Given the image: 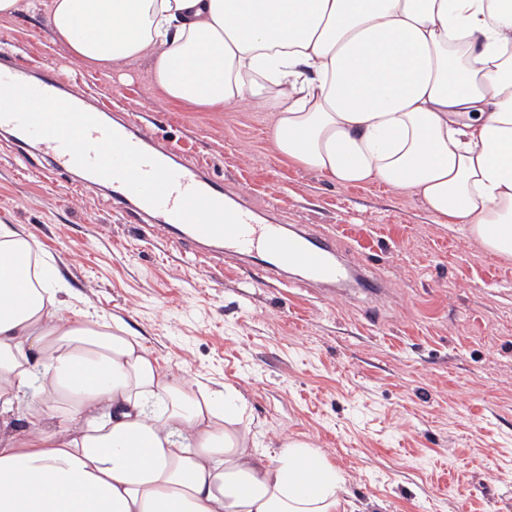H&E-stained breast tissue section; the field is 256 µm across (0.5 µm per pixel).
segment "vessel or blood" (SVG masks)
Wrapping results in <instances>:
<instances>
[{
    "label": "vessel or blood",
    "mask_w": 512,
    "mask_h": 512,
    "mask_svg": "<svg viewBox=\"0 0 512 512\" xmlns=\"http://www.w3.org/2000/svg\"><path fill=\"white\" fill-rule=\"evenodd\" d=\"M61 68L50 64L38 81L23 79L8 55L0 56V128L39 142L57 170L81 169L91 188L108 186L137 198L138 216L160 214V231L189 227L184 243L267 262L271 271L304 269L329 283L343 281L344 268L326 252L289 238L281 225L256 223L250 207H227L224 191L199 166L168 162L165 153L148 150L137 131L138 116L99 122L80 108L78 98L61 100Z\"/></svg>",
    "instance_id": "1"
}]
</instances>
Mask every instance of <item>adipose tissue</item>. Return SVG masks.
<instances>
[{"label":"adipose tissue","mask_w":512,"mask_h":512,"mask_svg":"<svg viewBox=\"0 0 512 512\" xmlns=\"http://www.w3.org/2000/svg\"><path fill=\"white\" fill-rule=\"evenodd\" d=\"M45 9L103 69L147 61L169 100L249 102L278 155L417 195L512 258V0H0ZM0 224V512H337L310 443L254 448L241 391L184 384Z\"/></svg>","instance_id":"adipose-tissue-1"}]
</instances>
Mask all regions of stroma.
Segmentation results:
<instances>
[{
	"instance_id": "35a3bbf8",
	"label": "stroma",
	"mask_w": 512,
	"mask_h": 512,
	"mask_svg": "<svg viewBox=\"0 0 512 512\" xmlns=\"http://www.w3.org/2000/svg\"><path fill=\"white\" fill-rule=\"evenodd\" d=\"M1 50L32 79L59 64L106 119L140 113L151 150L175 146L258 223L329 237L340 266L380 283L328 289L201 260L0 130V224L26 228L73 305L122 318L183 381L235 385L258 445L306 441L336 468L344 512H512V260L436 223L409 190L341 186L281 158L264 109L169 101L145 64L76 61L45 12L0 16Z\"/></svg>"
}]
</instances>
